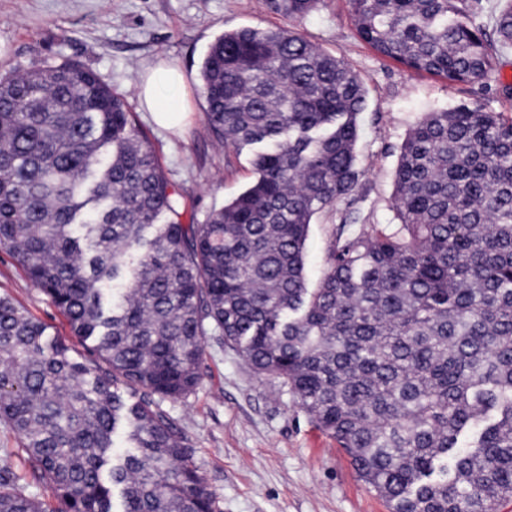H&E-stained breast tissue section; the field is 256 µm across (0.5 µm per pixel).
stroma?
Here are the masks:
<instances>
[{
    "label": "stroma",
    "instance_id": "1",
    "mask_svg": "<svg viewBox=\"0 0 512 512\" xmlns=\"http://www.w3.org/2000/svg\"><path fill=\"white\" fill-rule=\"evenodd\" d=\"M266 0H0V75L61 59L93 70L123 94L139 128L183 196L184 223H202L253 180L251 155L225 159L210 133L198 85L210 44L241 27L288 25ZM322 49L344 56L366 89L356 165L362 172L352 202L317 215L306 241L310 285L323 277L329 248L346 212L361 223H394V172L409 129L428 112L460 105L512 116V50L483 84L455 85L417 75L377 54L357 35L348 0H322L295 24ZM165 62L184 75L180 102L188 117L164 130L138 100L144 74ZM0 295L44 323L51 339L77 360L93 344L74 336L49 297L34 288L12 253L0 248ZM202 380L193 394L162 405L183 436L216 497L220 512H389L352 468L335 440L321 431L292 395L277 394L273 377L253 373L235 352L206 339Z\"/></svg>",
    "mask_w": 512,
    "mask_h": 512
}]
</instances>
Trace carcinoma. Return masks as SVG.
<instances>
[{
  "label": "carcinoma",
  "instance_id": "obj_1",
  "mask_svg": "<svg viewBox=\"0 0 512 512\" xmlns=\"http://www.w3.org/2000/svg\"><path fill=\"white\" fill-rule=\"evenodd\" d=\"M321 0H268L301 21ZM378 54L450 84L498 52L480 0H349ZM495 30L512 45V0ZM200 93L250 186L201 224L125 97L71 60L0 77V247L94 343L77 362L0 296V421L36 497L0 466V512H217L161 410L202 378L204 341L277 380L389 512H499L512 500V117L460 106L407 133L396 223L330 246L308 287L312 219L357 190L365 88L292 26L229 30ZM139 393L123 397L118 384ZM123 431L126 446L114 448Z\"/></svg>",
  "mask_w": 512,
  "mask_h": 512
}]
</instances>
